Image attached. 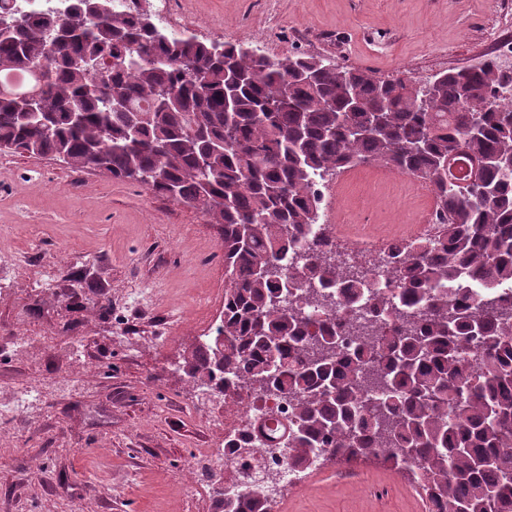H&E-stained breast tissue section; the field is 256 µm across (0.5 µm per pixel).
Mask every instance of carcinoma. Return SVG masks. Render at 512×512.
<instances>
[{"label":"carcinoma","instance_id":"cac0c4a2","mask_svg":"<svg viewBox=\"0 0 512 512\" xmlns=\"http://www.w3.org/2000/svg\"><path fill=\"white\" fill-rule=\"evenodd\" d=\"M2 14L16 24L0 34V76L26 80L0 79V151L101 167L222 226L223 319L183 359L187 377L231 407L251 392L287 399L297 471L375 459L445 512H512V298L469 303L474 287L512 283L511 68L379 79L169 34L110 0L47 15L0 0ZM31 89L27 116L11 95ZM451 154L484 161L483 184L448 182ZM375 164L427 181L445 216L380 257L381 280L336 263L315 190ZM341 310L371 314L349 347ZM273 502L253 480L218 509Z\"/></svg>","mask_w":512,"mask_h":512}]
</instances>
